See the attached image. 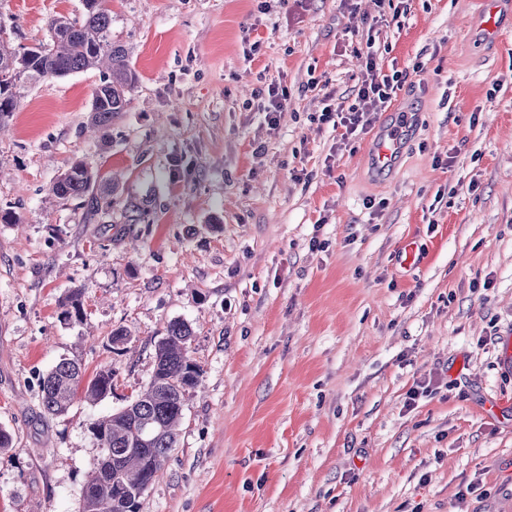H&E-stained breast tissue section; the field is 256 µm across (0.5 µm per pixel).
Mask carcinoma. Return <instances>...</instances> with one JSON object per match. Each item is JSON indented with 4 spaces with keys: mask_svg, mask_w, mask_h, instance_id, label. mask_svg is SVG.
Listing matches in <instances>:
<instances>
[{
    "mask_svg": "<svg viewBox=\"0 0 512 512\" xmlns=\"http://www.w3.org/2000/svg\"><path fill=\"white\" fill-rule=\"evenodd\" d=\"M104 0H83L78 19L53 16L47 22L50 37L36 47H12L0 29V126L16 111L19 89L30 81L49 80L96 68L101 83L93 92L92 124L105 129L125 111L137 73L127 50L112 42V15ZM57 198L83 200L95 215L112 206L114 184L103 181L88 164L77 162L49 187ZM128 224L149 222L144 202L130 199L123 206ZM63 318L83 320L81 291L73 289L59 303ZM192 327L173 320L155 343V361L149 382L128 403L91 423L100 455L94 458L82 493L81 512H140L141 501L164 472L177 447L188 396L201 385L203 368L192 358ZM114 373L104 368L85 378L82 364L60 360L39 379L40 401L49 415L65 413L77 394L97 403L112 393Z\"/></svg>",
    "mask_w": 512,
    "mask_h": 512,
    "instance_id": "obj_1",
    "label": "carcinoma"
}]
</instances>
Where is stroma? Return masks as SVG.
Returning a JSON list of instances; mask_svg holds the SVG:
<instances>
[{
	"label": "stroma",
	"mask_w": 512,
	"mask_h": 512,
	"mask_svg": "<svg viewBox=\"0 0 512 512\" xmlns=\"http://www.w3.org/2000/svg\"><path fill=\"white\" fill-rule=\"evenodd\" d=\"M104 6L139 77L125 112L91 132L101 73L80 71L25 85L0 136V211L20 218L0 221V512H79L89 426L147 384L175 319L203 380L141 512H512V33L474 51L476 0H405L395 25L376 0ZM82 12L0 0V28L32 47ZM369 43L409 73L382 174L393 111L346 140L319 119L353 99ZM79 160L118 186L92 220L48 193ZM130 195L150 223H125ZM74 288L80 322L60 315ZM64 358L112 367V394L46 414L38 380ZM409 125L410 113L399 112L395 122L385 130L374 148V156L378 170L384 171L387 169L396 151L399 149Z\"/></svg>",
	"instance_id": "35a3bbf8"
}]
</instances>
